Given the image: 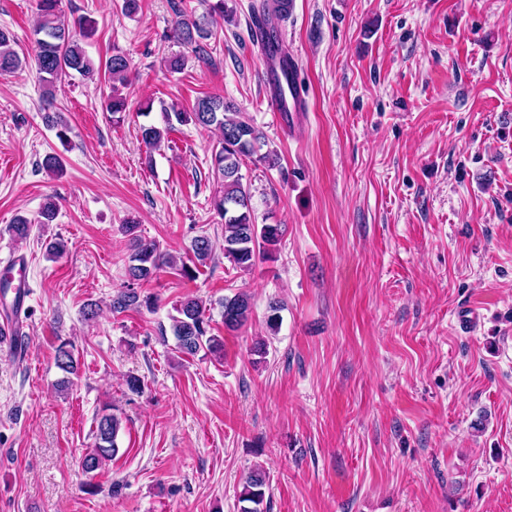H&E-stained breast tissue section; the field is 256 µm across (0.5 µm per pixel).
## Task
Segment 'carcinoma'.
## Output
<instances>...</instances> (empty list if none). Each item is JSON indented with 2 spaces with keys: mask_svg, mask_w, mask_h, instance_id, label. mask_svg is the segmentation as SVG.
I'll return each mask as SVG.
<instances>
[{
  "mask_svg": "<svg viewBox=\"0 0 512 512\" xmlns=\"http://www.w3.org/2000/svg\"><path fill=\"white\" fill-rule=\"evenodd\" d=\"M207 10L200 16L183 17L177 21L174 29L179 44L192 52L195 57L205 59L203 42L214 34V25L218 20L232 19L233 11L226 8L224 0H204ZM61 0H36L37 23L34 28V54L31 60L38 75L43 95L53 96L57 84L63 78L76 72L90 78L99 72L86 54L82 42L92 38L96 31V21L89 16H80L68 23L61 16ZM294 0H260L253 9L264 18L284 19L292 12ZM271 30L263 28L257 36V42L266 55L279 58L282 79L276 81L274 93L283 97L288 92L298 93L297 85H288V53L281 43L272 46L269 42ZM28 63L10 47V36L0 30V72H13ZM130 61L120 51L113 53L104 62V72L112 79L122 78L128 72ZM165 128L155 125L141 127V138L145 145L157 148L165 136L174 129L173 122L180 124L192 122L204 128L216 127L221 133L219 145L211 155L212 171L221 190L214 197L213 205L224 220L223 250L224 257L241 269L253 267L257 260L269 257L280 242V225L257 224L251 204L249 186L244 184L241 165L244 159L258 156L259 161L270 167L278 164L277 156L266 152L259 153L263 146L262 135L250 123L242 119L234 105L224 102L220 95L204 96L195 100L191 107H172L165 111ZM136 225L128 222L122 225V231L130 237L131 254L126 269L127 285L112 297V312L120 313L130 308L151 307L154 297L143 295L136 288L142 282H148L162 266L169 264L159 244L135 234ZM194 258L199 264L212 258L215 243L206 235L196 237L191 244ZM224 328L235 332L244 327L251 314V298L245 293H237L220 301ZM177 315L172 317V332L177 340L178 349L186 355H194L205 348L211 353L224 347L223 340L209 334V321L205 317V308L195 299H187L176 308ZM56 366L63 372L75 371V357L67 347L61 344L55 357ZM120 421L112 413H103L97 418L94 448L82 460V468L87 473L98 470L102 463L112 460L117 454V436ZM267 475L263 470L252 472L245 480L240 491L239 501L249 503L242 512H262L265 499Z\"/></svg>",
  "mask_w": 512,
  "mask_h": 512,
  "instance_id": "carcinoma-1",
  "label": "carcinoma"
}]
</instances>
